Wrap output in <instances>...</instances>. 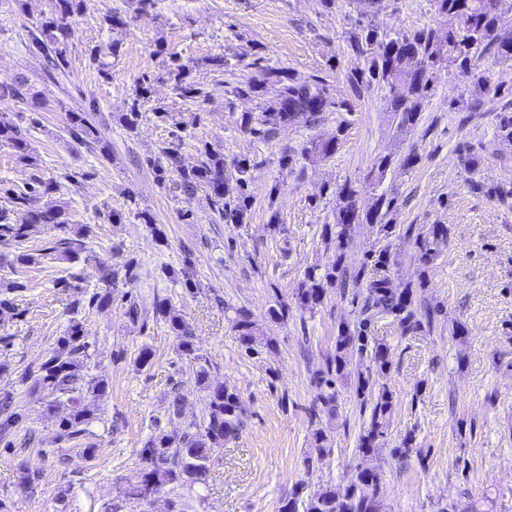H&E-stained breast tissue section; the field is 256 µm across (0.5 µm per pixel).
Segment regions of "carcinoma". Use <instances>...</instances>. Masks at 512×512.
Returning <instances> with one entry per match:
<instances>
[{"mask_svg": "<svg viewBox=\"0 0 512 512\" xmlns=\"http://www.w3.org/2000/svg\"><path fill=\"white\" fill-rule=\"evenodd\" d=\"M86 0H56L55 11L41 19L29 32L30 41L56 70L64 61L68 41L72 36L71 19L84 10ZM436 11L443 19V28L423 27L400 32L380 29L370 23L358 22L357 32L350 37L349 47L364 67L349 77L355 87L377 85L389 93L388 106L397 119V130L409 133L419 121L425 100L431 94L435 80L442 69L454 65L463 72L478 68L488 54L504 61H512V0H434ZM448 53L441 52L442 45ZM162 79L169 82L183 98L207 101L211 92L198 85L192 77V67L180 62L174 55L163 65ZM149 93L139 85L136 98L127 107L124 119L132 127L139 118L138 101ZM236 95L268 96L266 108L253 127L250 115L243 117L244 129L253 134L268 135L280 125L314 124L320 114L342 103L330 94L328 85L319 79L298 82L285 69L266 66L259 78H249L243 86L233 89ZM8 96L25 106L28 112L46 108L48 100L34 89L24 77L0 85V97ZM495 137L512 142V108L504 106L495 114ZM68 130L80 144L92 147L101 141L99 130L81 113H69ZM29 128L23 125V116L0 114V142L10 144L20 153L27 165L38 162L24 154ZM338 138L311 140L301 147L308 158H325L336 152ZM456 151L464 165L473 169L480 159L479 151L467 142H460ZM256 164L243 158L236 162L235 187L229 189L224 176V155L204 145L200 148L197 164L185 166L178 149L167 147L154 164L156 177L163 182L171 175L178 178V186L185 194L203 187L207 191L209 208L218 219L232 224H244L251 204L249 193L252 172ZM52 178L34 176L22 189L4 190L12 207L23 212V219L12 224L0 211V240H9L19 248L29 239L35 224H54L63 235L39 249L38 256L21 253L15 257L18 264L38 261L52 264L63 260L78 265L88 259L86 253L90 230H74L68 221V212L55 201H42L58 190ZM471 189L504 205L512 204V182L485 185L471 182ZM358 190L350 183L338 190L341 204L334 215V223L324 225L323 237L327 247L334 249L333 259L321 269L305 271L294 295L302 308L313 311L324 301L327 288L336 287L342 294H351L353 319L338 325L335 353L326 359V367L313 378L317 395L310 407V415L336 411V381L344 378L350 359L358 356V366L369 362L367 371H358L355 393L362 410H370L369 422L358 437V452L362 463L351 483L344 489L332 487L317 491L305 499L300 492L283 502L280 512H380V483L369 460L378 450V439L383 436L387 416L393 409V393L386 385L372 380V371L388 372L389 349L373 339L377 321L390 318L398 324L403 335L414 336L432 325L434 308L423 306L417 300L416 290L409 283L402 288L394 286L391 270L399 264L404 247L414 250L413 257L423 266L434 263L440 247L449 242L452 228L448 224H404L396 228L392 215L395 198L381 193L375 197L370 210L362 213L357 207ZM368 224L376 235V247L356 266L345 262V249L352 238L354 225ZM102 281L113 288L130 284L137 278L131 263L113 265L99 262ZM154 317L164 321L179 339L181 355L193 359L199 367L197 382L206 391L202 421L188 424L181 432L154 433L146 442L142 454L150 468L141 475L134 488L135 495L146 498L170 483H198L210 470L212 451L224 447V442L236 437L243 425V408L239 395L222 383H211L210 360L200 354L193 343L192 330L168 299L156 303ZM232 329L245 352L258 354L263 343L256 336L257 323L251 314L239 309L232 320ZM90 343L86 341L81 323L73 319L55 346L49 349L36 366L25 373L31 387L48 397V408L55 411L68 407V414L59 421L60 439L78 443L88 433L94 417V408L85 403L83 387L101 394L104 386L88 379ZM20 415L13 410L11 398H0V442L14 445Z\"/></svg>", "mask_w": 512, "mask_h": 512, "instance_id": "carcinoma-1", "label": "carcinoma"}]
</instances>
